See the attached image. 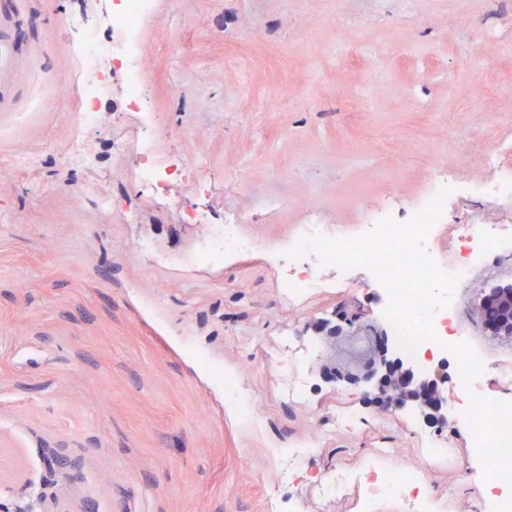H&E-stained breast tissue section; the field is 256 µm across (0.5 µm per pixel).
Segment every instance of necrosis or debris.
Instances as JSON below:
<instances>
[{
    "label": "necrosis or debris",
    "mask_w": 512,
    "mask_h": 512,
    "mask_svg": "<svg viewBox=\"0 0 512 512\" xmlns=\"http://www.w3.org/2000/svg\"><path fill=\"white\" fill-rule=\"evenodd\" d=\"M153 4L154 0H113L112 13L107 19L111 38H102L97 26L86 27L78 80L89 99L82 106L72 128L71 145L66 155L70 165L83 163L86 133L97 124L98 115L91 97L105 91V85L99 79L105 60L118 61L124 70L127 105L138 110L144 107L149 73L140 61L139 44ZM511 149L512 143L504 141L472 157L471 163L479 169L480 175L468 183L469 191L483 199L486 205L495 208L506 224L512 223V167L500 166L497 159ZM186 171L194 174L196 186L211 188V180H208L202 165L192 153L180 154L168 164L154 160L143 163L137 171V178L142 183L155 184ZM245 221V216L241 215L221 224L210 225L212 245L200 253V263L215 265L230 256L262 251L263 245L258 239L242 232L241 226ZM443 233L448 236V259L442 267L447 272L461 274L462 285H469L477 271L491 270L512 261V256L501 251V238L488 230L478 214H470L462 221L441 217L427 237V252L437 250L439 236ZM464 322L460 302H453L449 308L436 311L433 326L439 340L417 345L414 359L418 366L425 368L431 361L447 359L448 352L441 348L440 343L448 337H455L459 342L469 340L470 332ZM391 456V449L380 448L366 460L363 470L337 469L325 483L326 492L331 495L357 493L359 512H374L381 501L405 495L412 498V512H443L441 502L427 488L424 472L392 468L389 465Z\"/></svg>",
    "instance_id": "obj_1"
}]
</instances>
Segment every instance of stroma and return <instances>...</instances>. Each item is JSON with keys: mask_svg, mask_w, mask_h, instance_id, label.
Returning <instances> with one entry per match:
<instances>
[{"mask_svg": "<svg viewBox=\"0 0 512 512\" xmlns=\"http://www.w3.org/2000/svg\"><path fill=\"white\" fill-rule=\"evenodd\" d=\"M349 2L157 0L144 54L159 154L197 153L217 178L204 197L172 183L166 206L134 181L141 123L119 74L85 163L66 161L81 108L68 19L108 0H0V451L17 456L0 470V512L33 498L38 512H266L279 468L268 449L313 434L282 512H356L354 496L326 497L318 480L384 444L395 464L424 465L409 413L382 416L372 386L324 382L315 358L305 400L278 397L268 353L281 342L340 363L360 354L352 336L329 345L311 324L359 310L363 327L386 329L362 274L293 305L270 254L310 213L345 232L437 169L470 180L463 154L512 135V0H363L372 22L340 52L324 20ZM309 15L321 22L306 29ZM372 66L382 77L362 87ZM96 185L111 207L77 197ZM261 200L278 207L243 230L264 251L199 265L205 227L187 214L220 223ZM227 371L241 381L233 404ZM342 406L371 427L338 430ZM450 452L457 469L430 470L428 484L446 512H472L458 473L480 463L465 437ZM54 456L64 466L48 468Z\"/></svg>", "mask_w": 512, "mask_h": 512, "instance_id": "obj_1", "label": "stroma"}]
</instances>
